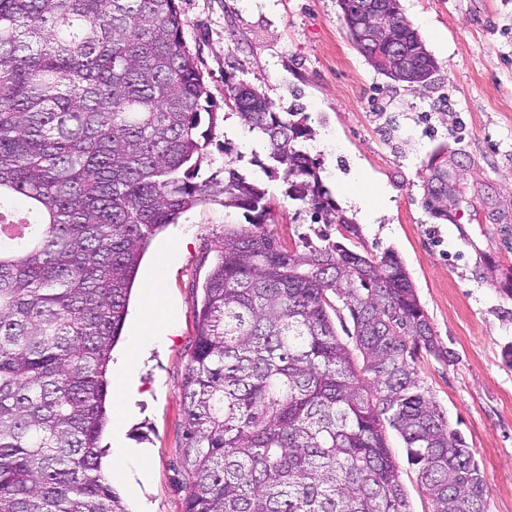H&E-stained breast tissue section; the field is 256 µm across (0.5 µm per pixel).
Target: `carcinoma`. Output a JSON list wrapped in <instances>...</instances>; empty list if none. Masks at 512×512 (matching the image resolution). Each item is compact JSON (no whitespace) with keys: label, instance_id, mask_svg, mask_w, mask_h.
Instances as JSON below:
<instances>
[{"label":"carcinoma","instance_id":"carcinoma-1","mask_svg":"<svg viewBox=\"0 0 512 512\" xmlns=\"http://www.w3.org/2000/svg\"><path fill=\"white\" fill-rule=\"evenodd\" d=\"M387 4L368 16L340 0L352 43L367 56L356 30L384 26L405 58L367 63L430 80L436 61ZM182 29L176 0H0V216L20 200L31 215L25 237L0 229V512H128L102 470L112 348L151 238L215 195L193 181L210 97ZM228 92L267 141L264 174L361 239L297 147L306 118ZM220 195L252 228L224 233L196 315L185 512H412L390 430L429 512H488L484 471L420 380V352L451 353L402 259L288 250L263 230L265 188L231 160Z\"/></svg>","mask_w":512,"mask_h":512}]
</instances>
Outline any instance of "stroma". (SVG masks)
<instances>
[{
	"label": "stroma",
	"mask_w": 512,
	"mask_h": 512,
	"mask_svg": "<svg viewBox=\"0 0 512 512\" xmlns=\"http://www.w3.org/2000/svg\"><path fill=\"white\" fill-rule=\"evenodd\" d=\"M183 41L204 77L215 115L196 181L223 180L227 153L260 178L273 204L265 229L291 250L339 241L335 225L264 177L265 144L245 148L227 87L245 83L278 112L304 113L329 151H312L338 207L346 194L384 188V213L362 227L357 249L404 261L443 362L417 359L419 377L484 471L489 512H512V0H399L437 62L415 88L377 73L352 44L337 0H177ZM242 213L207 201L150 241L134 281L126 329L143 311L150 272L165 266L175 321L142 357L139 398L126 438L150 469L128 512H184L191 478L182 465L180 384L195 344L204 282L224 232Z\"/></svg>",
	"instance_id": "stroma-1"
}]
</instances>
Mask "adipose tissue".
<instances>
[{"mask_svg": "<svg viewBox=\"0 0 512 512\" xmlns=\"http://www.w3.org/2000/svg\"><path fill=\"white\" fill-rule=\"evenodd\" d=\"M164 279L162 269H154L150 274L146 304L159 306L160 312L146 315L144 321L134 328L129 339L128 355L116 364L112 372V436L117 440L128 421L129 407L137 394L140 356L149 343L160 340L163 325L173 316V309L164 292Z\"/></svg>", "mask_w": 512, "mask_h": 512, "instance_id": "1", "label": "adipose tissue"}]
</instances>
